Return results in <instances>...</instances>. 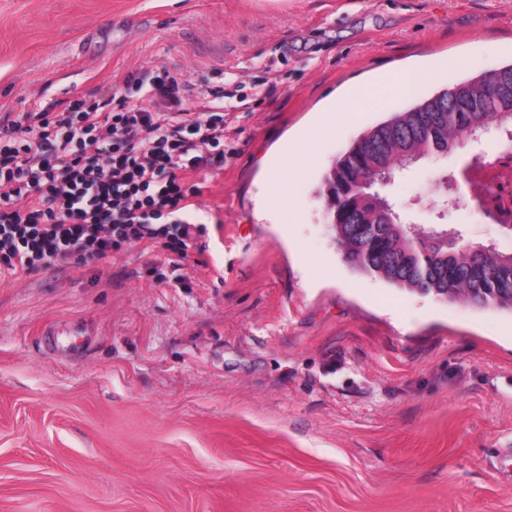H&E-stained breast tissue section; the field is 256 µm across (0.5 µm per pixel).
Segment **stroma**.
Returning <instances> with one entry per match:
<instances>
[{
	"mask_svg": "<svg viewBox=\"0 0 512 512\" xmlns=\"http://www.w3.org/2000/svg\"><path fill=\"white\" fill-rule=\"evenodd\" d=\"M447 61L426 97L512 63V0H0V116L102 94L148 64L224 73V155L190 175L204 231L0 276V512H512V312L399 289L343 259L317 195L390 98L312 145L286 223L288 139L349 89ZM385 189L433 221L435 177ZM462 243L512 236L460 189ZM307 156H310V150L307 146L301 144H296L291 147L289 146L286 162L280 168L272 171L268 179V201L279 206L282 210L288 211L289 221L295 218V214L292 212L288 199V193L286 190L288 176L286 174L290 173L291 170H294L296 173L301 171L307 163H296L294 158H305Z\"/></svg>",
	"mask_w": 512,
	"mask_h": 512,
	"instance_id": "1",
	"label": "stroma"
}]
</instances>
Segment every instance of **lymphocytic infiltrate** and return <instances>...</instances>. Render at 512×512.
Returning a JSON list of instances; mask_svg holds the SVG:
<instances>
[{
    "instance_id": "obj_1",
    "label": "lymphocytic infiltrate",
    "mask_w": 512,
    "mask_h": 512,
    "mask_svg": "<svg viewBox=\"0 0 512 512\" xmlns=\"http://www.w3.org/2000/svg\"><path fill=\"white\" fill-rule=\"evenodd\" d=\"M203 100L202 111L187 110ZM224 152V86L148 65L105 98L0 120V273L103 260L140 242L185 258Z\"/></svg>"
}]
</instances>
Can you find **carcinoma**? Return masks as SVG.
I'll return each instance as SVG.
<instances>
[{
  "label": "carcinoma",
  "instance_id": "carcinoma-1",
  "mask_svg": "<svg viewBox=\"0 0 512 512\" xmlns=\"http://www.w3.org/2000/svg\"><path fill=\"white\" fill-rule=\"evenodd\" d=\"M496 80L494 101L484 97L485 77L460 82L392 113L334 160L317 195L337 247L355 270L449 302L512 310V254L462 244L459 231L446 224H406L380 198L357 188L363 177L395 174L412 159L465 146L482 126H512V65Z\"/></svg>",
  "mask_w": 512,
  "mask_h": 512
}]
</instances>
